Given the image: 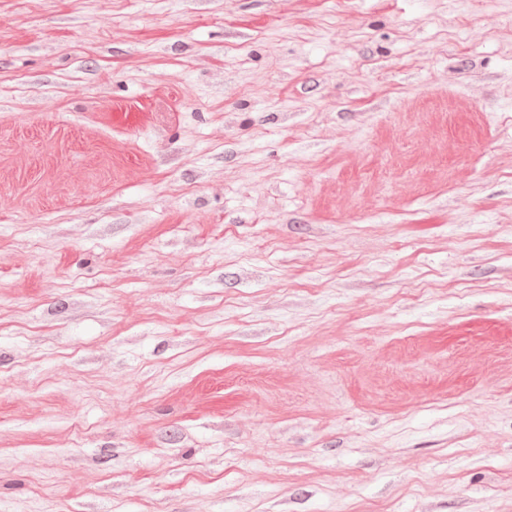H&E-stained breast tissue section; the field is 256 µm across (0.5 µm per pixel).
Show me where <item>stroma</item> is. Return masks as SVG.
<instances>
[{
  "mask_svg": "<svg viewBox=\"0 0 512 512\" xmlns=\"http://www.w3.org/2000/svg\"><path fill=\"white\" fill-rule=\"evenodd\" d=\"M0 512H512V0H0Z\"/></svg>",
  "mask_w": 512,
  "mask_h": 512,
  "instance_id": "1",
  "label": "stroma"
}]
</instances>
